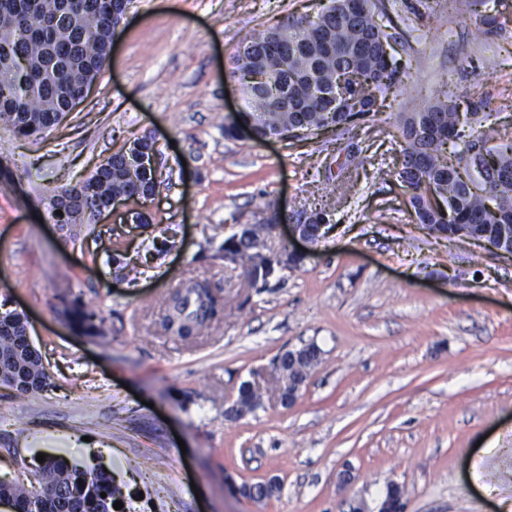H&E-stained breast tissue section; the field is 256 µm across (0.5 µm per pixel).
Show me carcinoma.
I'll use <instances>...</instances> for the list:
<instances>
[{"label": "carcinoma", "instance_id": "cac0c4a2", "mask_svg": "<svg viewBox=\"0 0 512 512\" xmlns=\"http://www.w3.org/2000/svg\"><path fill=\"white\" fill-rule=\"evenodd\" d=\"M8 6L10 15L0 16V123L18 137L37 141L66 115L67 95L100 78L123 0H8ZM378 18H383L382 0H329L314 18L247 35L242 44L249 56L235 53L226 76L242 87L256 138L291 128L312 134L346 125L362 113L363 98L394 85L397 70L380 55L379 42L388 34ZM337 88L343 112L326 97ZM459 124L458 107L447 97L417 106L403 124L398 177H406L417 222L436 235L456 240L475 233L497 236L501 225L512 224V143L486 149L476 182L448 157V142ZM154 156L152 141L141 137L95 168L81 181L79 217L65 202L76 187L47 190L52 218L65 226L90 224L97 208L114 198L149 199L158 187ZM427 180L444 199L445 211L426 196ZM231 261L254 268L263 283L279 271L276 259L253 256L244 234ZM209 314H217L215 299L201 301L198 284L190 283L170 298L166 324L186 338ZM26 328L23 314L0 313V383L21 397H33L51 382ZM33 472L35 483L0 479V499L11 502L15 512H114L113 504L123 500L122 487L102 467L83 469L48 456L33 464Z\"/></svg>", "mask_w": 512, "mask_h": 512}]
</instances>
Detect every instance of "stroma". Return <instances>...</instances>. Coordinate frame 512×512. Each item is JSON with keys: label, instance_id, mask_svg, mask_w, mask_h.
Returning <instances> with one entry per match:
<instances>
[{"label": "stroma", "instance_id": "stroma-1", "mask_svg": "<svg viewBox=\"0 0 512 512\" xmlns=\"http://www.w3.org/2000/svg\"><path fill=\"white\" fill-rule=\"evenodd\" d=\"M384 3L399 80L356 125L224 135L243 104L229 57L325 0H131L109 66L58 128L36 142L0 124V308L28 316L52 382L36 399L0 386V477L25 479L40 453L100 466L126 485V512H377L394 483L405 512L512 501V255L428 234L395 176L417 97L447 92L467 137L512 140V0H487L500 26L481 43L469 0ZM144 136L155 196L69 231L53 222L47 188ZM262 202L287 215L285 235L332 214L309 258L264 286L224 258ZM132 210L149 225L127 223ZM190 281L223 311L184 340L161 322ZM309 342L322 361L283 407L275 361ZM245 382L263 406L227 417ZM273 478L268 499L233 491Z\"/></svg>", "mask_w": 512, "mask_h": 512}]
</instances>
